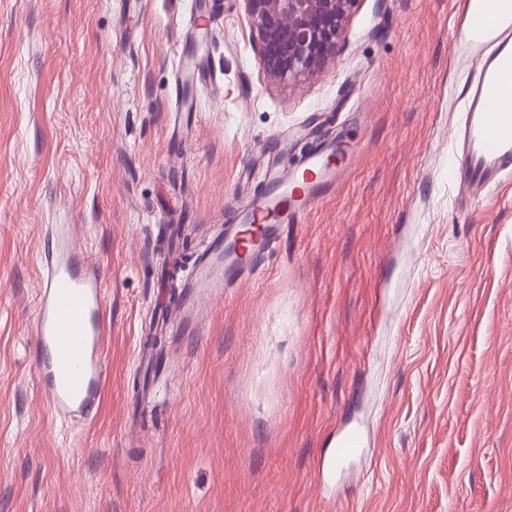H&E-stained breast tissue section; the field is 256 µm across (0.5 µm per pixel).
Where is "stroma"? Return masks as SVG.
Segmentation results:
<instances>
[{"label":"stroma","mask_w":512,"mask_h":512,"mask_svg":"<svg viewBox=\"0 0 512 512\" xmlns=\"http://www.w3.org/2000/svg\"><path fill=\"white\" fill-rule=\"evenodd\" d=\"M0 0V512H512V176L448 170L474 72L461 0H356L335 58L271 81L242 0ZM336 188L193 330L165 325L268 157ZM99 271L107 385L41 389L50 229ZM363 453L322 475L339 427Z\"/></svg>","instance_id":"35a3bbf8"}]
</instances>
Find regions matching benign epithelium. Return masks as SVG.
Masks as SVG:
<instances>
[{"label":"benign epithelium","mask_w":512,"mask_h":512,"mask_svg":"<svg viewBox=\"0 0 512 512\" xmlns=\"http://www.w3.org/2000/svg\"><path fill=\"white\" fill-rule=\"evenodd\" d=\"M268 77L311 75L336 55L355 0H243Z\"/></svg>","instance_id":"1"}]
</instances>
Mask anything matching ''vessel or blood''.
<instances>
[{
	"label": "vessel or blood",
	"mask_w": 512,
	"mask_h": 512,
	"mask_svg": "<svg viewBox=\"0 0 512 512\" xmlns=\"http://www.w3.org/2000/svg\"><path fill=\"white\" fill-rule=\"evenodd\" d=\"M461 31L475 49L477 78L464 93L458 166L470 184L483 188L512 175V0H465ZM302 173L303 192H296L287 176L276 175L262 195L250 197L231 233L212 241L187 285L190 296L223 293L241 277L245 259L270 253L281 224L301 223L310 203L336 179L319 150L306 160ZM103 306L100 277L82 260L68 227L59 226L33 332L44 354L38 368L41 385L63 416L88 418L105 389ZM363 442L359 430L342 431L336 459L356 455Z\"/></svg>",
	"instance_id": "obj_1"
}]
</instances>
